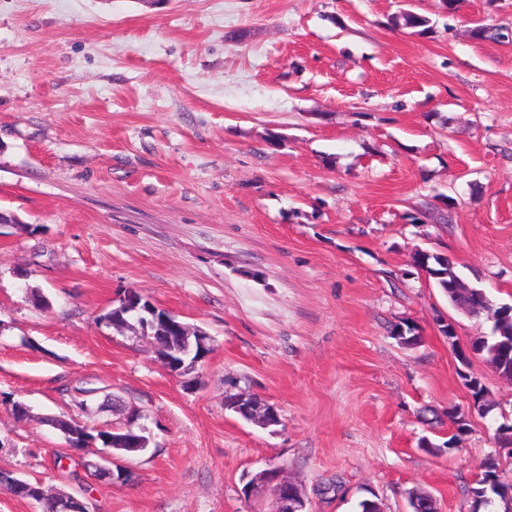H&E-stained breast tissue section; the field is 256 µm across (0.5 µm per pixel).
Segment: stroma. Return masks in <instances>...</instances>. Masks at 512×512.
<instances>
[{
	"label": "stroma",
	"instance_id": "1",
	"mask_svg": "<svg viewBox=\"0 0 512 512\" xmlns=\"http://www.w3.org/2000/svg\"><path fill=\"white\" fill-rule=\"evenodd\" d=\"M412 3L428 33L400 0H0V470L94 512H267L243 487L271 464L310 512H408L415 489L472 512L512 381L472 356L493 408L470 410L457 354L493 319L414 254L512 304V0ZM132 288L208 333L194 387L101 321ZM67 386L96 389L91 427L140 413L131 481L48 425ZM240 392L281 425L225 409ZM415 261L419 267L424 270L428 276L436 279L440 288L447 291L455 280L459 279L455 271V263L447 256L428 251L417 250Z\"/></svg>",
	"mask_w": 512,
	"mask_h": 512
}]
</instances>
